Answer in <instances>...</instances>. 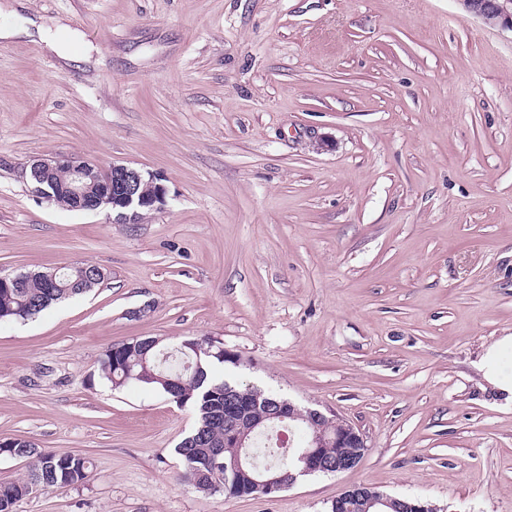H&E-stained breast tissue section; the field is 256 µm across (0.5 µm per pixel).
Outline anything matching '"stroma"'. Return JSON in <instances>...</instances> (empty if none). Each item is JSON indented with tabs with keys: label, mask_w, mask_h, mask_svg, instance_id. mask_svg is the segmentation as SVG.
Returning <instances> with one entry per match:
<instances>
[{
	"label": "stroma",
	"mask_w": 512,
	"mask_h": 512,
	"mask_svg": "<svg viewBox=\"0 0 512 512\" xmlns=\"http://www.w3.org/2000/svg\"><path fill=\"white\" fill-rule=\"evenodd\" d=\"M0 273L107 278L0 326V440L87 457L16 512H329L352 485L512 512V407L474 366L512 334V32L458 0H0ZM159 175L141 223L59 207L20 169ZM214 338L226 378L359 430L353 471L205 494L191 405L112 386L114 343Z\"/></svg>",
	"instance_id": "35a3bbf8"
}]
</instances>
